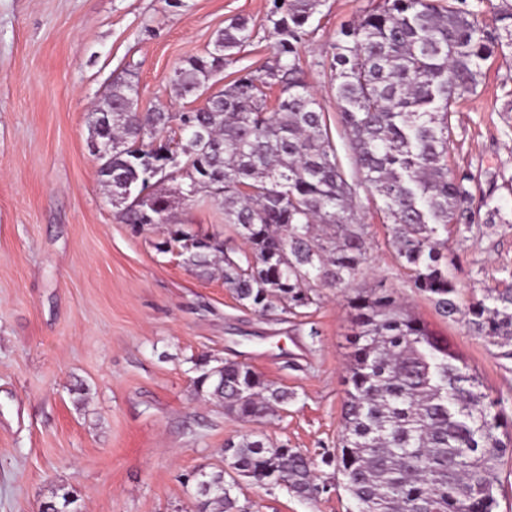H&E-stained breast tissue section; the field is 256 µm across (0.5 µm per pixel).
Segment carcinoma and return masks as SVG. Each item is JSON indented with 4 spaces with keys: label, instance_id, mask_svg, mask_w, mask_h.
I'll use <instances>...</instances> for the list:
<instances>
[{
    "label": "carcinoma",
    "instance_id": "carcinoma-1",
    "mask_svg": "<svg viewBox=\"0 0 512 512\" xmlns=\"http://www.w3.org/2000/svg\"><path fill=\"white\" fill-rule=\"evenodd\" d=\"M322 0H284L272 20L274 63L248 71L186 112L138 107V86L116 81L93 113L94 134L108 145L98 176L119 220L141 233L163 226L159 242L186 267L220 271L245 308L267 318L299 314L320 301L319 285L346 288L367 260L360 188L381 201L396 257L413 287L450 321L462 315L475 336L500 340L512 359V269L463 303L449 275L457 257L448 236L475 223V176L452 166V117L477 93L483 65L512 50V0H381L331 45L340 123L357 178L349 177L329 136L326 113L303 78L306 27ZM237 18L216 32L212 48L174 68L182 98L199 97L252 37ZM278 87L274 107L267 91ZM177 196L202 194L224 210V224L244 247L219 234L199 236L172 220ZM484 223L511 224L484 195ZM353 351L344 380L336 454L321 462L342 476L352 512H496L495 472L512 455L502 399L448 341L433 334L379 288L349 301ZM195 361L197 392L232 415L259 421L286 406L288 390L235 361ZM233 475L197 479L200 512H237V478L281 485L313 499L324 487L300 451L246 434L224 446ZM224 480V498L202 481Z\"/></svg>",
    "mask_w": 512,
    "mask_h": 512
}]
</instances>
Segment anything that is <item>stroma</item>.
I'll return each instance as SVG.
<instances>
[{
	"instance_id": "obj_1",
	"label": "stroma",
	"mask_w": 512,
	"mask_h": 512,
	"mask_svg": "<svg viewBox=\"0 0 512 512\" xmlns=\"http://www.w3.org/2000/svg\"><path fill=\"white\" fill-rule=\"evenodd\" d=\"M377 0H323L301 54L307 83L350 165L326 65L340 29ZM274 0H0V512H39L63 491L76 512H197L194 477L227 468L224 444L258 433L313 460L334 451L352 352L348 301L394 292L448 340L503 398L512 419V360L463 322L440 316L413 288L387 240L379 201L357 203L369 263L346 290L320 289L306 316L269 320L244 309L220 276L157 251L165 230L132 234L99 182L88 146L89 114L116 77L137 83L142 110L180 112L173 69L202 54L217 30L244 17L248 46L225 80L274 59ZM476 96L456 114L453 161L512 215V53L484 65ZM198 233L228 234L207 200L177 204ZM465 297L481 296L512 268V228L476 224L451 238ZM251 365L291 393L279 416L245 422L199 395L200 354ZM303 500L284 487L240 479L242 512H349L341 475Z\"/></svg>"
}]
</instances>
